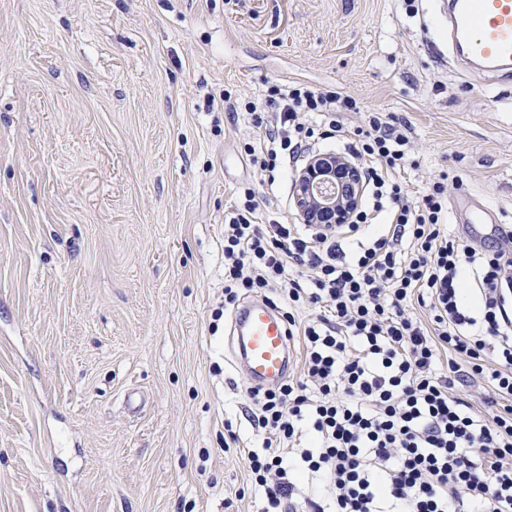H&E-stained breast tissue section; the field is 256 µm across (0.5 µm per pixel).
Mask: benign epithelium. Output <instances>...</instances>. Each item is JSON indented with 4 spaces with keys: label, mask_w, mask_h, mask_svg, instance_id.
I'll return each mask as SVG.
<instances>
[{
    "label": "benign epithelium",
    "mask_w": 512,
    "mask_h": 512,
    "mask_svg": "<svg viewBox=\"0 0 512 512\" xmlns=\"http://www.w3.org/2000/svg\"><path fill=\"white\" fill-rule=\"evenodd\" d=\"M363 190L357 162L337 154L313 156L295 176L293 211L300 223L332 231L354 222Z\"/></svg>",
    "instance_id": "1"
}]
</instances>
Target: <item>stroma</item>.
I'll return each instance as SVG.
<instances>
[{"label": "stroma", "mask_w": 512, "mask_h": 512, "mask_svg": "<svg viewBox=\"0 0 512 512\" xmlns=\"http://www.w3.org/2000/svg\"><path fill=\"white\" fill-rule=\"evenodd\" d=\"M432 0H0V512H258L224 213L295 223L243 151L269 86L348 96L512 225V80L451 62ZM232 431H225V424Z\"/></svg>", "instance_id": "obj_1"}]
</instances>
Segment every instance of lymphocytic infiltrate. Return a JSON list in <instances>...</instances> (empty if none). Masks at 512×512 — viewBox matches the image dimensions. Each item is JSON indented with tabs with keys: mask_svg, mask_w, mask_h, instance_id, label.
<instances>
[{
	"mask_svg": "<svg viewBox=\"0 0 512 512\" xmlns=\"http://www.w3.org/2000/svg\"><path fill=\"white\" fill-rule=\"evenodd\" d=\"M356 109L295 84L247 106L264 134L243 150L261 171L342 136L370 187L345 227L367 240L348 252L335 234L263 222L249 189L224 215L225 306L287 290L284 317L304 353L302 380L250 392L264 437L244 454L261 512H287L306 480L326 498L313 512H512V230L492 249L451 233L444 184L409 200L397 177L407 138L377 115L349 130ZM468 285L477 305L463 299ZM307 305L316 319H299Z\"/></svg>",
	"mask_w": 512,
	"mask_h": 512,
	"instance_id": "1",
	"label": "lymphocytic infiltrate"
}]
</instances>
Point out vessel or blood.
Segmentation results:
<instances>
[{
  "instance_id": "vessel-or-blood-1",
  "label": "vessel or blood",
  "mask_w": 512,
  "mask_h": 512,
  "mask_svg": "<svg viewBox=\"0 0 512 512\" xmlns=\"http://www.w3.org/2000/svg\"><path fill=\"white\" fill-rule=\"evenodd\" d=\"M457 58L497 76L512 77V0H441ZM234 356L254 385L287 379L295 352L288 327L268 301L243 305L233 318Z\"/></svg>"
}]
</instances>
